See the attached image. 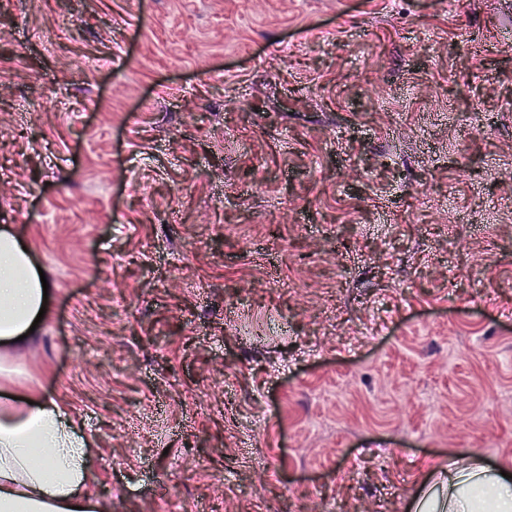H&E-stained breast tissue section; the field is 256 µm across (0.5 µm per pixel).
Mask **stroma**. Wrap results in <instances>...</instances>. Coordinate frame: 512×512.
Instances as JSON below:
<instances>
[{
	"label": "stroma",
	"instance_id": "obj_1",
	"mask_svg": "<svg viewBox=\"0 0 512 512\" xmlns=\"http://www.w3.org/2000/svg\"><path fill=\"white\" fill-rule=\"evenodd\" d=\"M0 224L107 512L512 464V0H0Z\"/></svg>",
	"mask_w": 512,
	"mask_h": 512
}]
</instances>
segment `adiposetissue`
Masks as SVG:
<instances>
[{"label":"adipose tissue","mask_w":512,"mask_h":512,"mask_svg":"<svg viewBox=\"0 0 512 512\" xmlns=\"http://www.w3.org/2000/svg\"><path fill=\"white\" fill-rule=\"evenodd\" d=\"M34 246L0 227V346L26 334L43 305ZM408 512H512V466L474 456L429 471ZM91 458L69 408L37 387L0 380V512H104Z\"/></svg>","instance_id":"obj_1"}]
</instances>
